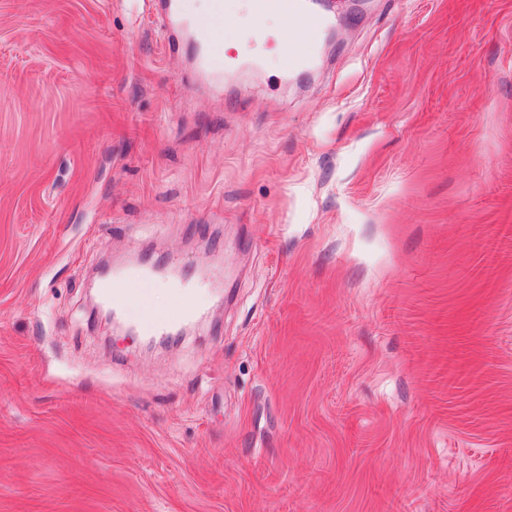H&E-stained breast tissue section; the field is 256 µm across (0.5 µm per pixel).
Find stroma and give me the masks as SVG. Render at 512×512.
<instances>
[{"mask_svg": "<svg viewBox=\"0 0 512 512\" xmlns=\"http://www.w3.org/2000/svg\"><path fill=\"white\" fill-rule=\"evenodd\" d=\"M221 84L146 0H0V512H512V0H330ZM178 258L146 349L99 267Z\"/></svg>", "mask_w": 512, "mask_h": 512, "instance_id": "35a3bbf8", "label": "stroma"}]
</instances>
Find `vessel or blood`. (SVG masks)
Wrapping results in <instances>:
<instances>
[{
  "mask_svg": "<svg viewBox=\"0 0 512 512\" xmlns=\"http://www.w3.org/2000/svg\"><path fill=\"white\" fill-rule=\"evenodd\" d=\"M159 14L169 27L184 34L192 42L197 55V69L206 78H220L224 70V20L236 13L238 0H209L204 13L191 16L184 12L180 0H156ZM253 26L247 32V40L255 55L286 46L294 30H303L306 41L288 55L286 66L296 69L310 64L316 56L317 37L328 25L326 18L309 11L306 0H251ZM278 11L283 17L279 29L270 31L258 28L256 22L270 11ZM157 276L151 266L132 269L119 277L106 279L101 297L113 313L124 314L130 307H138L140 315L133 328L143 336H164L174 333L182 324L197 318L200 313L188 298L187 285L173 282L176 297L173 306L156 308L153 289Z\"/></svg>",
  "mask_w": 512,
  "mask_h": 512,
  "instance_id": "vessel-or-blood-1",
  "label": "vessel or blood"
}]
</instances>
